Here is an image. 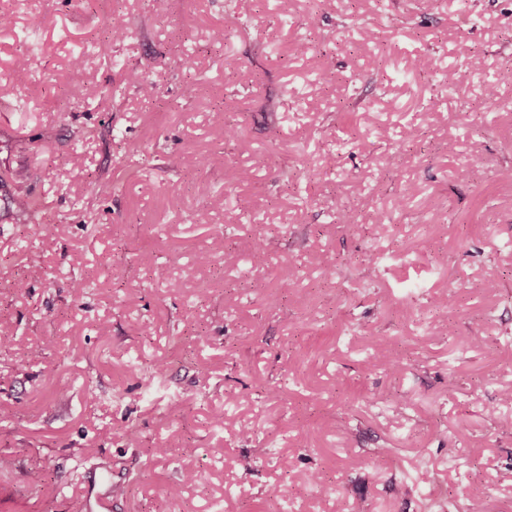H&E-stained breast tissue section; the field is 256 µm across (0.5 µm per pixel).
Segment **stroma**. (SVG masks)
<instances>
[{"label": "stroma", "mask_w": 512, "mask_h": 512, "mask_svg": "<svg viewBox=\"0 0 512 512\" xmlns=\"http://www.w3.org/2000/svg\"><path fill=\"white\" fill-rule=\"evenodd\" d=\"M3 12L0 512H512V0ZM98 487H96V481L93 486H89L85 490L84 498L81 499V505L83 512H111L112 500L108 491L103 490V487H107L112 490L111 481H107L105 475H100L98 478Z\"/></svg>", "instance_id": "1"}]
</instances>
